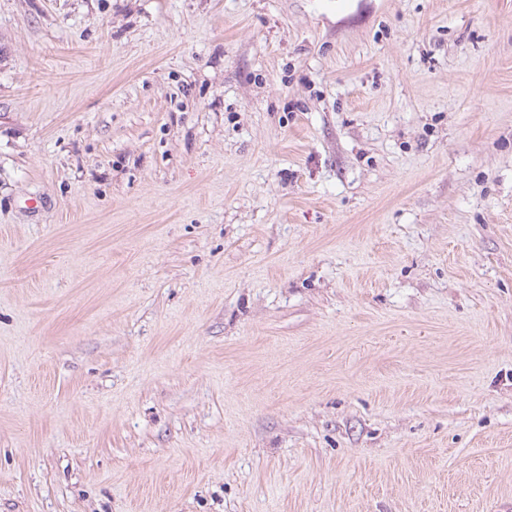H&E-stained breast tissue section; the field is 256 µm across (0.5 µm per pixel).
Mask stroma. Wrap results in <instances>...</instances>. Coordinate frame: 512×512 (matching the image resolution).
<instances>
[{"label": "stroma", "mask_w": 512, "mask_h": 512, "mask_svg": "<svg viewBox=\"0 0 512 512\" xmlns=\"http://www.w3.org/2000/svg\"><path fill=\"white\" fill-rule=\"evenodd\" d=\"M0 512H512V0H0Z\"/></svg>", "instance_id": "stroma-1"}]
</instances>
